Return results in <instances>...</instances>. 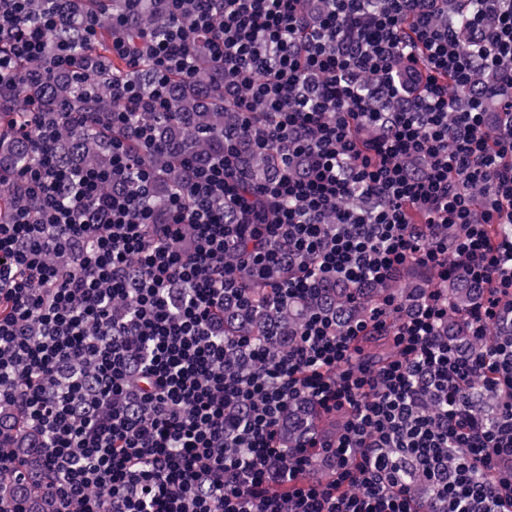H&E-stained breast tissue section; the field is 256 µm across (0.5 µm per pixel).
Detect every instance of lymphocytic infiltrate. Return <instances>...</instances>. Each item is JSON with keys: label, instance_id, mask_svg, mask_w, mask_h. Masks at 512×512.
Returning a JSON list of instances; mask_svg holds the SVG:
<instances>
[{"label": "lymphocytic infiltrate", "instance_id": "1", "mask_svg": "<svg viewBox=\"0 0 512 512\" xmlns=\"http://www.w3.org/2000/svg\"><path fill=\"white\" fill-rule=\"evenodd\" d=\"M123 2L111 56L149 62V89L116 74L112 111L66 115L113 130L111 170L71 179L55 113L20 127L37 150L0 221V476L21 438L52 512H512V339L483 343L512 322V235L489 234L512 224V0H462L463 32L446 0H168L164 32L135 36L142 0ZM65 27L100 35L74 0H0V91L46 57L93 84L104 61L49 41ZM197 48L242 121L159 210L131 142L153 144ZM253 148L273 157L257 184ZM413 269L437 284L389 292ZM337 288L355 313L312 308ZM271 305L297 329L225 335V309Z\"/></svg>", "mask_w": 512, "mask_h": 512}]
</instances>
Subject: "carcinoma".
<instances>
[{
    "label": "carcinoma",
    "instance_id": "obj_1",
    "mask_svg": "<svg viewBox=\"0 0 512 512\" xmlns=\"http://www.w3.org/2000/svg\"><path fill=\"white\" fill-rule=\"evenodd\" d=\"M171 23L161 0H146L143 3L131 29L142 26L162 30ZM45 65V62H18L15 74V87L10 93L0 95V107L9 108L20 99H35L44 112H110L111 73L99 74L94 80V94L86 95L83 88L74 80L59 76L44 84L29 78L30 71ZM122 76L139 85L148 86L149 63L143 62L135 69L119 63ZM239 121L238 113L224 108V82L214 70L206 55L198 53L196 68L192 77L173 80L169 97L168 117L159 121L155 128V138L163 148L141 151L146 168L157 178L159 192L155 205L162 209L167 205L169 190L178 186L185 177L180 157L194 155L206 159L218 151L223 144L225 129ZM57 151L60 160L77 172L88 166H101L109 161L110 146L103 142L102 135L89 127L75 126L61 119L59 123ZM35 157L32 141L19 137L16 130L7 125L0 126V214L7 215L19 204L23 185L17 173L30 164ZM243 164L249 174L259 179L271 166L270 156L263 153H248ZM296 327V321L286 309H264L258 314L236 309L224 312V331L231 334H244L255 341L267 336L272 328L288 331ZM22 460L21 476L7 475L0 481V498L22 504L26 512H50L47 497L39 491L36 481L44 472L41 457L28 448L17 449Z\"/></svg>",
    "mask_w": 512,
    "mask_h": 512
}]
</instances>
